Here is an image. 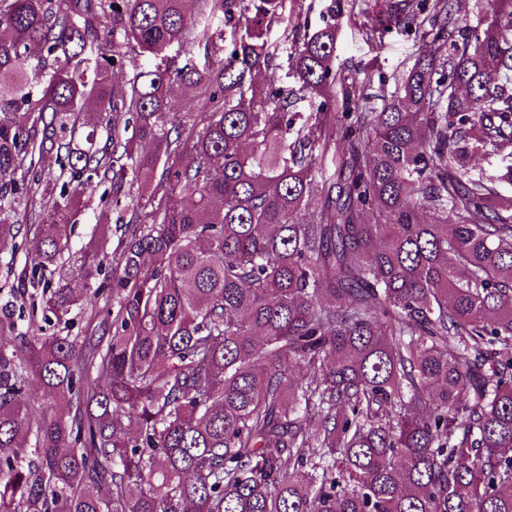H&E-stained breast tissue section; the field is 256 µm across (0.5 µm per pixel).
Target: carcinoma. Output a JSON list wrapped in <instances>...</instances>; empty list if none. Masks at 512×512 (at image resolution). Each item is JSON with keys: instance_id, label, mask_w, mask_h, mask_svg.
Wrapping results in <instances>:
<instances>
[{"instance_id": "obj_1", "label": "carcinoma", "mask_w": 512, "mask_h": 512, "mask_svg": "<svg viewBox=\"0 0 512 512\" xmlns=\"http://www.w3.org/2000/svg\"><path fill=\"white\" fill-rule=\"evenodd\" d=\"M187 2L0 0V249L9 195H40L46 267L84 205L62 175L138 184L101 336L32 325L0 349V512H512V162L470 168L512 143V0L462 53L359 86L341 140L332 26L284 87L261 29L288 0ZM214 16L233 25L217 66L112 85L129 48L224 40L198 31ZM176 86L197 111H169ZM50 152L58 175L36 170ZM99 266L95 247L77 275ZM101 291L61 279L43 303Z\"/></svg>"}]
</instances>
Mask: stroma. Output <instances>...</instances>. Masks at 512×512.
<instances>
[{"label":"stroma","mask_w":512,"mask_h":512,"mask_svg":"<svg viewBox=\"0 0 512 512\" xmlns=\"http://www.w3.org/2000/svg\"><path fill=\"white\" fill-rule=\"evenodd\" d=\"M393 0H368V14L352 8L349 0H293L284 21L269 24L263 29V39L274 57L273 73L278 85L293 86L295 80L288 56L295 46L318 28L332 24L336 27V51L334 68L337 74L359 82L370 79L373 87L392 86L396 75L409 71L422 49L431 47L433 40L444 42L452 48L461 41V32L476 33L486 28L491 19L490 0H454V21L441 29L432 22L433 8L425 6L412 26H393L382 41H374L367 35L370 14L386 8ZM13 208L21 224L19 231L7 248L0 250V317H10L17 334L0 340L6 351L18 345V334L26 330L31 314L30 304L21 300L22 295L41 296L42 285L27 284L25 291L17 289V275L27 271L31 275H43L44 283H57L52 272H41L32 254L25 231L38 209L37 201L23 195L15 198ZM112 196L103 188H96L86 200L84 211L79 213L71 226L69 249L64 254L67 266L77 267L87 244L95 235L100 214L112 213Z\"/></svg>","instance_id":"obj_1"}]
</instances>
